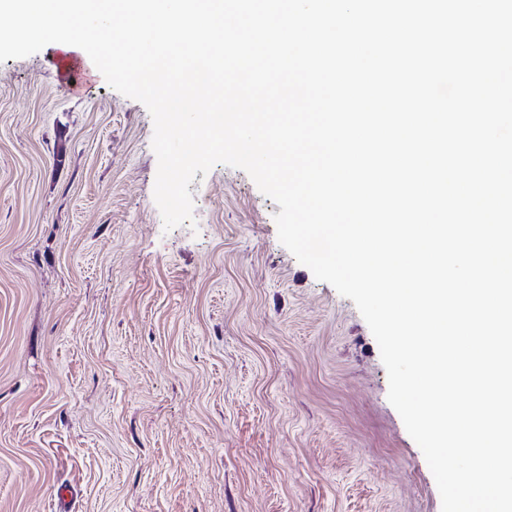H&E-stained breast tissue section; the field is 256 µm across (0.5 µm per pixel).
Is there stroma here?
<instances>
[{
	"label": "stroma",
	"instance_id": "stroma-1",
	"mask_svg": "<svg viewBox=\"0 0 512 512\" xmlns=\"http://www.w3.org/2000/svg\"><path fill=\"white\" fill-rule=\"evenodd\" d=\"M147 108L0 63V512H442L351 299L244 170L165 230Z\"/></svg>",
	"mask_w": 512,
	"mask_h": 512
}]
</instances>
